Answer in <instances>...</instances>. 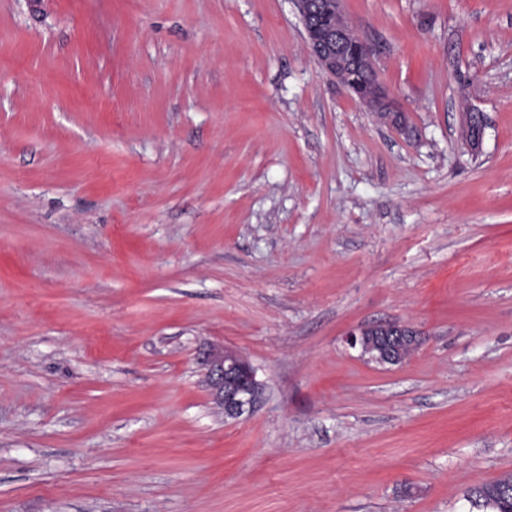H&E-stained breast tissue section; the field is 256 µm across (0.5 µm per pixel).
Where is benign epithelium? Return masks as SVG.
Segmentation results:
<instances>
[{
	"mask_svg": "<svg viewBox=\"0 0 512 512\" xmlns=\"http://www.w3.org/2000/svg\"><path fill=\"white\" fill-rule=\"evenodd\" d=\"M303 23L307 46L322 71L346 88L369 111L401 134L408 132L404 112L397 106L377 76L374 51L361 37L344 8L343 0H294ZM419 333L398 323H381L351 338L365 353L377 352L382 365H398L406 355L402 348H415ZM202 364L214 399L230 418H239L257 401L254 369L230 351H211Z\"/></svg>",
	"mask_w": 512,
	"mask_h": 512,
	"instance_id": "7a95c632",
	"label": "benign epithelium"
}]
</instances>
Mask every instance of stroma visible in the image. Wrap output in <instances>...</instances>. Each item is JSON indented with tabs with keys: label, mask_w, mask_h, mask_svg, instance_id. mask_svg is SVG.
I'll use <instances>...</instances> for the list:
<instances>
[{
	"label": "stroma",
	"mask_w": 512,
	"mask_h": 512,
	"mask_svg": "<svg viewBox=\"0 0 512 512\" xmlns=\"http://www.w3.org/2000/svg\"><path fill=\"white\" fill-rule=\"evenodd\" d=\"M344 10L409 135L292 0H0V512H474L512 473V0ZM381 322L401 365L347 342ZM202 364L214 399L230 418H239L257 401L258 382L254 369L230 351H211Z\"/></svg>",
	"instance_id": "obj_1"
}]
</instances>
